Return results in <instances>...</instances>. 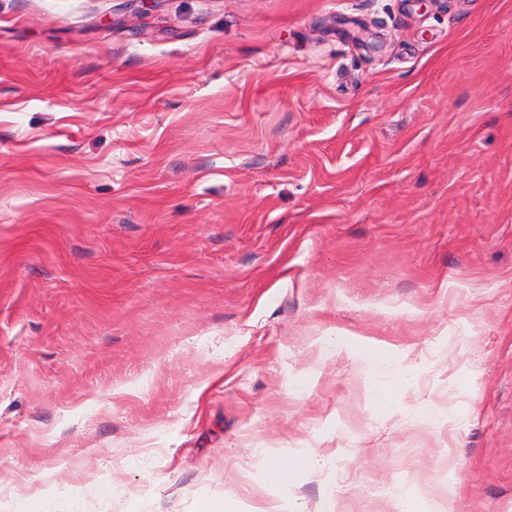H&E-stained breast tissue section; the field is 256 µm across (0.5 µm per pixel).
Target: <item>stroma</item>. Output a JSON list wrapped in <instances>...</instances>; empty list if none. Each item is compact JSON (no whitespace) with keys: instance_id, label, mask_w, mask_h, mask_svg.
Instances as JSON below:
<instances>
[{"instance_id":"35a3bbf8","label":"stroma","mask_w":512,"mask_h":512,"mask_svg":"<svg viewBox=\"0 0 512 512\" xmlns=\"http://www.w3.org/2000/svg\"><path fill=\"white\" fill-rule=\"evenodd\" d=\"M393 483L512 512V0H0V512Z\"/></svg>"}]
</instances>
